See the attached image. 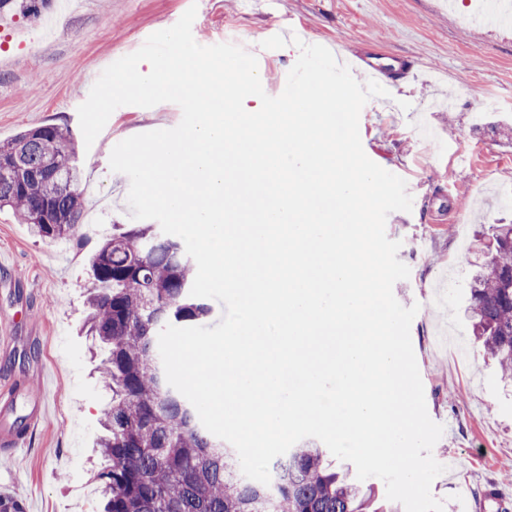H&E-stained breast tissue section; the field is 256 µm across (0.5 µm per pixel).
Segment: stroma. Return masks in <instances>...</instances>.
I'll use <instances>...</instances> for the list:
<instances>
[{
	"label": "stroma",
	"instance_id": "35a3bbf8",
	"mask_svg": "<svg viewBox=\"0 0 512 512\" xmlns=\"http://www.w3.org/2000/svg\"><path fill=\"white\" fill-rule=\"evenodd\" d=\"M457 2L452 14L444 0H268L256 11L243 0H75L67 27L49 40L18 0L22 35L0 70V141L42 124L81 136L77 109L102 71L192 6L193 37L203 46L238 36L255 53L269 27L292 24L313 43L384 56L387 94L363 107L359 132L366 155L403 178L413 198L411 211L388 216L386 234L401 241L397 257L410 269L394 295L420 306L410 336L428 414L444 427L433 456L446 470L431 491L444 512H485V487L512 482V385L472 334L466 289L489 257L492 225L512 224V26L462 24L473 0ZM408 60L417 70L407 81L399 65ZM435 96L453 98L455 108L428 109ZM181 118L170 102L125 105L91 148H79L80 239L36 238L0 211V384L15 391L0 400V434L17 414L36 410L44 373L53 374L57 398L27 447H0V493L25 512H99L97 440L111 394L98 381L102 352L83 324L93 254L134 223L130 181L111 170L110 153Z\"/></svg>",
	"mask_w": 512,
	"mask_h": 512
}]
</instances>
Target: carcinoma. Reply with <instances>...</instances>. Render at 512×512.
Returning <instances> with one entry per match:
<instances>
[{"mask_svg": "<svg viewBox=\"0 0 512 512\" xmlns=\"http://www.w3.org/2000/svg\"><path fill=\"white\" fill-rule=\"evenodd\" d=\"M82 182L67 128L32 127L0 142V209L40 239L80 235ZM492 236L494 252L469 283L467 312L485 353L512 379V224L494 225ZM92 272L86 326L104 352L99 377L112 392L98 442L103 512H379L371 495L330 471L311 440L273 465L270 484L248 480L234 448L167 383L160 330L209 314L190 295L196 264L178 240L140 224L106 240Z\"/></svg>", "mask_w": 512, "mask_h": 512, "instance_id": "obj_1", "label": "carcinoma"}]
</instances>
